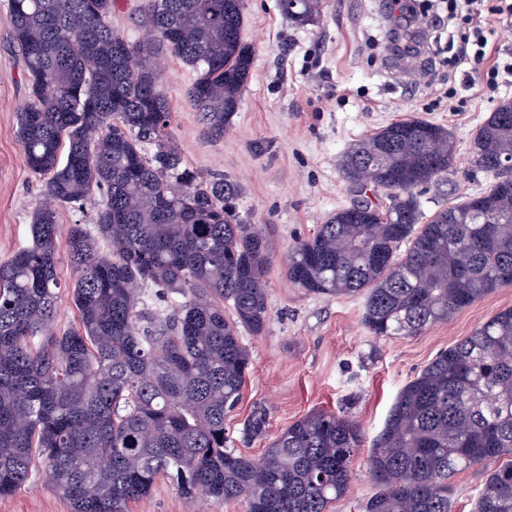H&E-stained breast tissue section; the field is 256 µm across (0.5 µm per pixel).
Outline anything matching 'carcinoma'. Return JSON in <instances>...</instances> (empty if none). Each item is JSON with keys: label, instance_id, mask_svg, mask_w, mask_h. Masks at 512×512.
Listing matches in <instances>:
<instances>
[{"label": "carcinoma", "instance_id": "carcinoma-1", "mask_svg": "<svg viewBox=\"0 0 512 512\" xmlns=\"http://www.w3.org/2000/svg\"><path fill=\"white\" fill-rule=\"evenodd\" d=\"M115 0H7L28 78L17 136L42 179L30 240L0 261V496L44 466L71 512H128L158 481L186 499L247 512H328L350 487L356 421L316 411L261 460L227 447L224 418L251 367L240 330L268 319V238L236 213L238 183L183 166L168 135L160 50L195 76L187 97L221 139L253 71L243 0H145L131 42ZM321 0H280L304 24ZM472 152L493 177L477 196L426 217L414 189L448 172L452 133L394 121L357 141L347 178L388 191L333 213L288 253L285 270L317 296L366 293L376 336H413L512 284V101ZM98 197L92 224L58 238V210ZM76 270L62 283L60 251ZM154 289L148 300L145 290ZM68 290L76 323L56 330ZM230 305L231 317L224 315ZM267 410L244 424L262 437ZM475 512H512V308L440 352L397 395L369 456L379 491L363 512H451L448 480L488 462Z\"/></svg>", "mask_w": 512, "mask_h": 512}]
</instances>
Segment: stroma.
Segmentation results:
<instances>
[{
  "mask_svg": "<svg viewBox=\"0 0 512 512\" xmlns=\"http://www.w3.org/2000/svg\"><path fill=\"white\" fill-rule=\"evenodd\" d=\"M454 0H415L422 28L420 58L431 68V86L410 83L392 64L380 0H323L318 20L299 25L279 0H244V39L255 64L242 102L223 139L208 137L186 90L193 74L174 55L163 62L161 87L172 113L171 134L184 165L220 173L240 184V217L264 228L272 249L267 271L269 317L261 335L243 334L252 368L236 409L224 421L229 447L260 459L270 440L311 411L356 420L363 443L352 460L348 494L329 512H363L377 491L369 454L401 388L436 355L512 307V285L491 292L446 323L416 336H374L363 323L361 294L322 297L288 281V250L311 237L337 209L362 200L387 205L385 191L349 182L340 158L359 139L400 119L419 118L452 131L455 162L448 173L416 188L425 214L484 191L491 178L473 159L477 129L497 106L512 101V23H495L488 59L497 76L472 81L454 53L469 25L451 16ZM11 20L0 0V259L29 240L32 215L42 202L39 180L26 167L17 141V111L28 99L23 64L10 44ZM269 412L266 436L244 441L242 424L255 405ZM488 473L475 466L448 482L451 512H471ZM0 512H71L41 470L16 493L0 497ZM129 512H246L238 501H186L161 481Z\"/></svg>",
  "mask_w": 512,
  "mask_h": 512,
  "instance_id": "obj_1",
  "label": "stroma"
}]
</instances>
